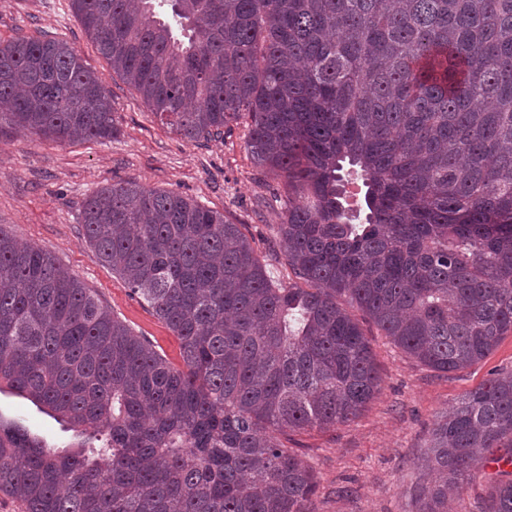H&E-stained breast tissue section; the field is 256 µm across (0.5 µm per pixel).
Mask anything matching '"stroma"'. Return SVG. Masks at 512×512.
Here are the masks:
<instances>
[{"label":"stroma","instance_id":"35a3bbf8","mask_svg":"<svg viewBox=\"0 0 512 512\" xmlns=\"http://www.w3.org/2000/svg\"><path fill=\"white\" fill-rule=\"evenodd\" d=\"M20 31H47L72 44L86 66L104 78L118 134L107 142L38 137L0 142V224L50 252L114 315L181 366L178 338L86 243L80 218L87 194L134 181L188 195L239 224L283 281L288 268L275 229L280 212L275 195L282 187L254 165L244 125H232L224 137L193 142L161 126L112 72L68 0H0V39ZM366 333L382 380L380 395L354 422L293 433L285 442L316 474L315 512H416L415 495L426 476L421 458L437 417L493 374L512 370V336L470 368L439 373L407 357L376 328ZM0 420L21 423L61 450L74 441L66 424L7 388L0 390Z\"/></svg>","mask_w":512,"mask_h":512}]
</instances>
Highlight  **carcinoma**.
<instances>
[{"instance_id": "1", "label": "carcinoma", "mask_w": 512, "mask_h": 512, "mask_svg": "<svg viewBox=\"0 0 512 512\" xmlns=\"http://www.w3.org/2000/svg\"><path fill=\"white\" fill-rule=\"evenodd\" d=\"M69 3L178 135L245 121L287 195L288 284L191 197L91 191L84 238L178 337L177 369L0 226V385L78 437L60 451L0 420V492L25 512H312L317 478L277 435L380 394L361 321L442 373L512 335V0ZM0 102V138L117 135L103 77L47 32L0 41ZM426 457L417 512L511 464L512 372L443 413ZM486 481L488 512H512V472Z\"/></svg>"}]
</instances>
